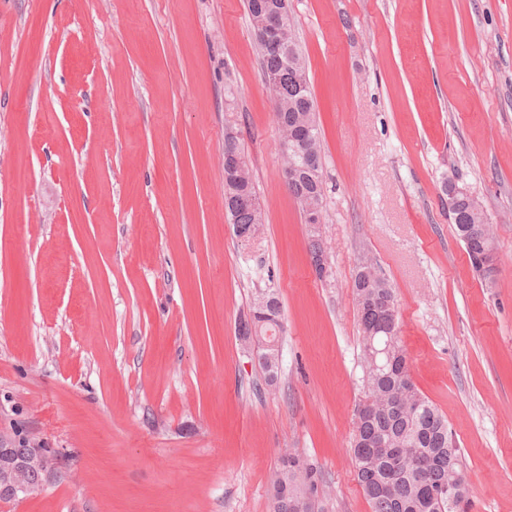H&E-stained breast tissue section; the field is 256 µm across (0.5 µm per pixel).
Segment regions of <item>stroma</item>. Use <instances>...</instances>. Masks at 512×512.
<instances>
[{"mask_svg":"<svg viewBox=\"0 0 512 512\" xmlns=\"http://www.w3.org/2000/svg\"><path fill=\"white\" fill-rule=\"evenodd\" d=\"M288 5L321 131L315 228L243 0H0V437L59 452L0 512H271L287 453L318 469L319 512H371L349 445L364 261L396 292L469 512H512V0ZM230 116L265 222L251 244L224 211ZM447 180L485 212L493 283ZM268 292L273 386L236 331Z\"/></svg>","mask_w":512,"mask_h":512,"instance_id":"obj_1","label":"stroma"}]
</instances>
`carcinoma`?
I'll return each mask as SVG.
<instances>
[{
  "instance_id": "obj_1",
  "label": "carcinoma",
  "mask_w": 512,
  "mask_h": 512,
  "mask_svg": "<svg viewBox=\"0 0 512 512\" xmlns=\"http://www.w3.org/2000/svg\"><path fill=\"white\" fill-rule=\"evenodd\" d=\"M287 43L294 47L292 57L261 53V67L265 75L278 79L272 97L278 132L307 125L310 128L305 151L322 162L321 133L316 121L315 101L308 75L306 59L299 47L292 23L284 31ZM297 153H288L283 178L288 193L299 205L301 214L313 202L323 205V170L309 173ZM244 192L256 196L253 176L248 163L243 170H224V194ZM236 237L263 228L262 212L233 211L225 208ZM448 217L459 239L463 242L471 264L475 265L487 251L480 236L468 235L464 226L481 225L486 217L478 200L458 193L453 197ZM353 293L361 331V343L366 370L364 405L360 420L355 423L350 448L357 480L372 512H467L468 487L461 469L457 442L448 427V420L417 388L405 389L400 372L407 362L406 350L399 336L398 324H389L384 315L388 300L395 297L390 283L377 277L371 283L353 280ZM270 307L264 316L250 324L247 315L238 320V335L250 331L255 335L277 337L281 306L275 294H268ZM397 448L417 450L419 469L394 471V452ZM55 451L39 449L34 465L24 466V450L5 449L0 457V501L16 502L4 488V471L15 468L14 479L32 485L31 493L40 491ZM281 478L276 482L273 512H290L289 504L300 503L302 512H316L313 496L318 471L290 453L281 461ZM460 483V496L453 506L448 500H439L434 491L448 484Z\"/></svg>"
}]
</instances>
